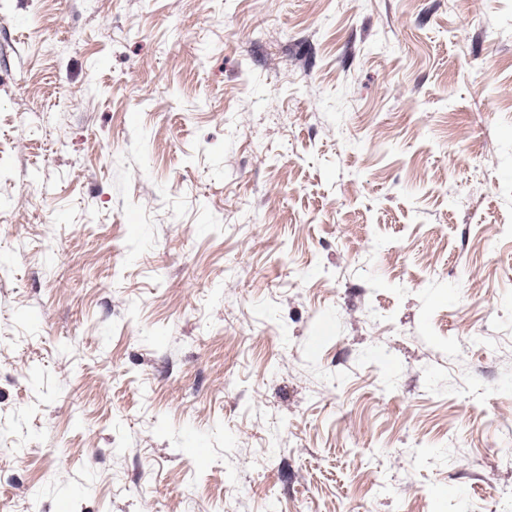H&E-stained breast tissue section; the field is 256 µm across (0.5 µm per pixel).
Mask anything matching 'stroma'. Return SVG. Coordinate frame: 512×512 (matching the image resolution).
I'll return each mask as SVG.
<instances>
[{
	"label": "stroma",
	"instance_id": "35a3bbf8",
	"mask_svg": "<svg viewBox=\"0 0 512 512\" xmlns=\"http://www.w3.org/2000/svg\"><path fill=\"white\" fill-rule=\"evenodd\" d=\"M0 512H512V0H0Z\"/></svg>",
	"mask_w": 512,
	"mask_h": 512
}]
</instances>
